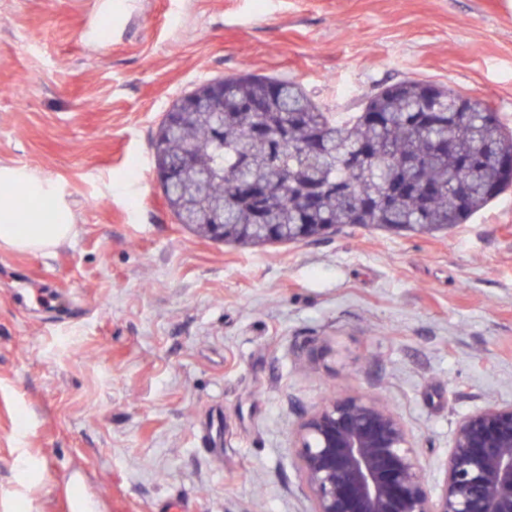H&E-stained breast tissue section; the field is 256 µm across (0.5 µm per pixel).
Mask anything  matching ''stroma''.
<instances>
[{"instance_id": "35a3bbf8", "label": "stroma", "mask_w": 512, "mask_h": 512, "mask_svg": "<svg viewBox=\"0 0 512 512\" xmlns=\"http://www.w3.org/2000/svg\"><path fill=\"white\" fill-rule=\"evenodd\" d=\"M243 74L334 113L432 83L512 128V0H0V162L79 229L0 250V512H310L291 432L329 397L385 401L436 477L461 417L512 404V189L440 231L179 222L159 130Z\"/></svg>"}]
</instances>
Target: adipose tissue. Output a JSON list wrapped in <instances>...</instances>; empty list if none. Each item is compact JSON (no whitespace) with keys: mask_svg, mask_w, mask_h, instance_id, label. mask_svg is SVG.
Instances as JSON below:
<instances>
[{"mask_svg":"<svg viewBox=\"0 0 512 512\" xmlns=\"http://www.w3.org/2000/svg\"><path fill=\"white\" fill-rule=\"evenodd\" d=\"M76 235L59 184L35 171L0 165V247L48 254Z\"/></svg>","mask_w":512,"mask_h":512,"instance_id":"1","label":"adipose tissue"}]
</instances>
